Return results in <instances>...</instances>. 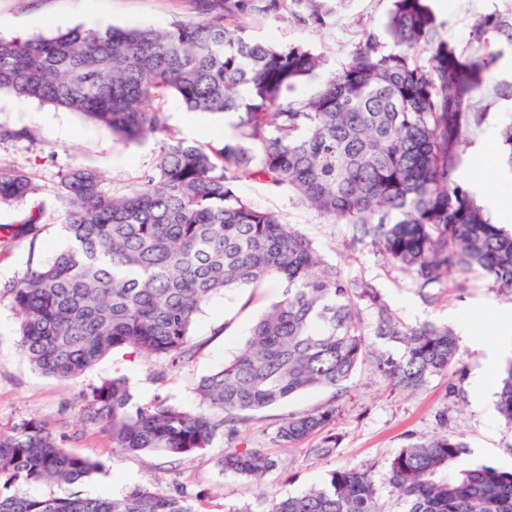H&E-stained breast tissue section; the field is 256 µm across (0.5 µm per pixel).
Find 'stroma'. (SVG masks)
Returning <instances> with one entry per match:
<instances>
[{
    "label": "stroma",
    "instance_id": "35a3bbf8",
    "mask_svg": "<svg viewBox=\"0 0 512 512\" xmlns=\"http://www.w3.org/2000/svg\"><path fill=\"white\" fill-rule=\"evenodd\" d=\"M449 41L470 48L478 17H512V0H430ZM332 14L326 25L303 26L292 14L258 20L249 25L250 38L281 45L302 44L325 55L323 71L299 85L295 96L315 92L327 74L338 71L362 40L365 30L382 32L392 0H327ZM95 15L121 28H166L177 21L195 19L189 0H0V35L26 38L47 36L84 25ZM488 40L504 50L494 66L478 109L483 117L472 125L470 144L461 171L482 181L480 202L497 198L495 221L512 229V169L502 161L500 131L512 121V47L502 33L491 31ZM170 125L188 139L205 145L224 139V117L187 111L174 96L163 101ZM0 128L24 130V139L0 141V164L23 169L37 188L27 202L0 207V225L19 222L32 205L44 203V228L35 247L8 244L0 249V284L20 276L30 262L52 258L64 244L60 205L55 192L63 173L72 165L99 169L107 188L121 191L135 184L152 164L161 142L150 137L126 144L76 112L57 110L38 102L0 94ZM240 194L255 207L281 215L313 240L321 257L349 277L373 281L398 315L408 323L433 322L454 326L464 335L462 363L467 376L458 395L448 393V378L441 375L419 391L391 390L369 365H362L341 392L329 389L306 392L283 404L253 413L239 427L236 439L217 437L205 456L171 457L153 452L124 453L112 449L106 433H82L72 408L102 380L121 373L128 377L137 402L154 398L184 410L201 406L193 391L200 377L224 366L243 347L248 329L282 292L279 283L257 292L239 288L212 296L196 318L193 339L200 346L186 367L168 369L153 358L127 348L114 349L74 382H65L35 370L22 356L18 319L9 297H0V429L24 418L43 420L48 431L70 451L99 460L101 469L74 485L20 486L22 494L65 496L72 492L122 497L137 485L163 489L180 484L202 512H268L270 501L299 493L323 481L335 469L373 467L378 484H385L390 460L409 437L431 435L435 416L447 412L448 428L462 435L469 453L463 465L492 464L512 469V428L497 408L502 370L512 358V294L504 295L484 277L472 274L466 289L444 288L436 302H425L411 277L392 269L367 244L353 242L347 225L328 224L316 212L285 192H275L251 181L241 182ZM500 349L488 359L483 346ZM336 401V431L341 443L336 453L319 459L306 446L282 448L276 429L289 413ZM234 448H258L277 458L279 465L262 483L224 472L214 460Z\"/></svg>",
    "mask_w": 512,
    "mask_h": 512
}]
</instances>
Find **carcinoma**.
Returning a JSON list of instances; mask_svg holds the SVG:
<instances>
[{
    "mask_svg": "<svg viewBox=\"0 0 512 512\" xmlns=\"http://www.w3.org/2000/svg\"><path fill=\"white\" fill-rule=\"evenodd\" d=\"M301 25L322 26L325 0H193L200 18L167 28L83 29L50 37L0 36V94L80 113L126 144L161 138L150 172L109 191L92 166L66 172L56 192L65 245L0 285L19 317L21 353L31 366L75 381L115 348L182 367L197 353L192 329L202 305L236 288L283 285L258 317L243 349L201 377L204 412L155 398L134 401L114 376L84 394L77 422L102 429L127 453L203 454L219 432L229 439L249 414L315 389L340 388L372 358L402 391L451 374L460 390L461 346L450 325L409 324L363 278L324 263L314 242L278 214L237 191L243 180L285 190L328 224H347L385 262L407 273L421 295L462 288L471 273L512 294V231L495 222L455 172L468 148L473 111L503 50L485 40L512 19L484 16L476 46L448 42L428 0H392L385 43L373 31L322 88L288 92L314 77L324 57L301 44L252 40L246 28L278 17L288 2ZM248 89V95L241 89ZM174 95L190 112L231 114L234 136L199 145L169 124L162 101ZM35 193L30 174L0 166V206ZM42 205L3 240L35 242ZM389 346L372 351V339ZM512 427V361L498 392ZM336 399L291 413L278 426L283 448L336 453ZM440 431L411 437L389 462L390 493L401 512H512V470L460 465L467 444ZM222 470L263 481L278 460L256 448L224 452ZM101 469L65 448L44 421L23 419L0 432V512H200L181 486L138 485L123 497L20 496L21 484L74 485ZM373 470L337 469L269 512H382Z\"/></svg>",
    "mask_w": 512,
    "mask_h": 512,
    "instance_id": "1",
    "label": "carcinoma"
}]
</instances>
